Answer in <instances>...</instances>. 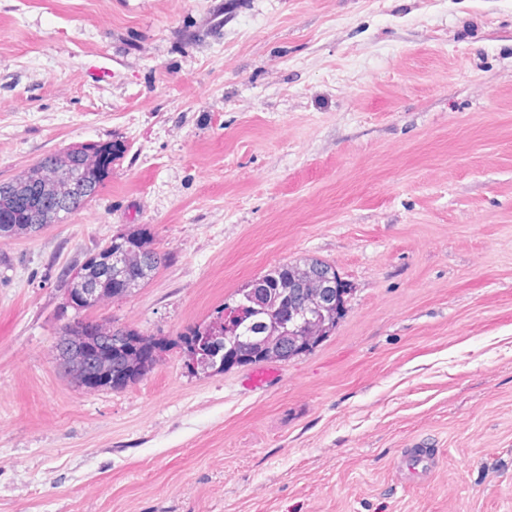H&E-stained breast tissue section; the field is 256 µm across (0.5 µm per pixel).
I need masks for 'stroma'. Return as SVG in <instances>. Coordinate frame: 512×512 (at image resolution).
I'll return each instance as SVG.
<instances>
[{"instance_id":"stroma-1","label":"stroma","mask_w":512,"mask_h":512,"mask_svg":"<svg viewBox=\"0 0 512 512\" xmlns=\"http://www.w3.org/2000/svg\"><path fill=\"white\" fill-rule=\"evenodd\" d=\"M106 141L0 238V512H512V0H0V181ZM139 228L169 260L96 319L173 336L305 258L346 311L262 388L174 349L86 390L62 275ZM122 150L112 141L81 144L47 155L21 177L1 182L0 237L36 233L92 201ZM440 459L434 448H400L398 469L404 482H428L438 471Z\"/></svg>"}]
</instances>
